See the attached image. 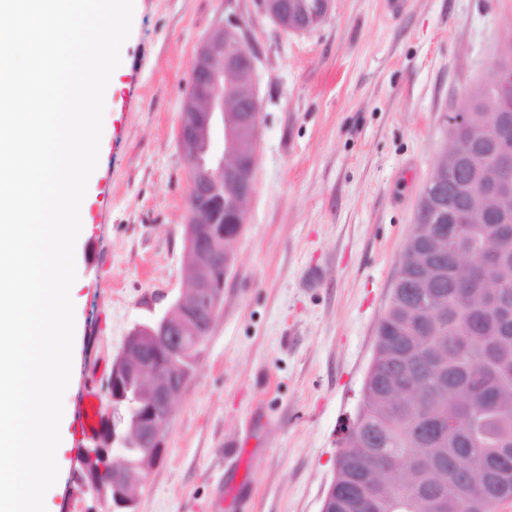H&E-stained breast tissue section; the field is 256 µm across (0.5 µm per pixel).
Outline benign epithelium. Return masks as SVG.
Returning a JSON list of instances; mask_svg holds the SVG:
<instances>
[{"mask_svg":"<svg viewBox=\"0 0 512 512\" xmlns=\"http://www.w3.org/2000/svg\"><path fill=\"white\" fill-rule=\"evenodd\" d=\"M332 0L315 11L296 0H260L263 14L290 34L307 33L328 17ZM241 21L233 13L217 25L191 62V94L176 130L185 162L192 207L184 225L186 288L159 317L137 324L126 337L108 380L109 412L93 444L82 449L80 481L108 512H136L141 476L165 453V426L173 403L185 389L200 345L223 307L224 283L231 268L230 244L245 223V204L254 193L260 129L255 65L241 48ZM243 75L233 94L222 92L225 76ZM495 112H512V55L495 64L492 91L484 95ZM452 133L474 125L470 111L445 117ZM224 150H212L216 132ZM456 194L470 191L471 177L448 170ZM186 362L180 371L162 355Z\"/></svg>","mask_w":512,"mask_h":512,"instance_id":"obj_1","label":"benign epithelium"}]
</instances>
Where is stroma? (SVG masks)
<instances>
[{
  "label": "stroma",
  "mask_w": 512,
  "mask_h": 512,
  "mask_svg": "<svg viewBox=\"0 0 512 512\" xmlns=\"http://www.w3.org/2000/svg\"><path fill=\"white\" fill-rule=\"evenodd\" d=\"M255 56V188L224 304L166 425L137 512H321L363 405L442 117L491 84L512 0H333L296 35L235 0ZM226 0H134L75 249V414L85 379L186 283L189 183L176 138L191 60ZM48 512H75L72 423Z\"/></svg>",
  "instance_id": "stroma-1"
}]
</instances>
